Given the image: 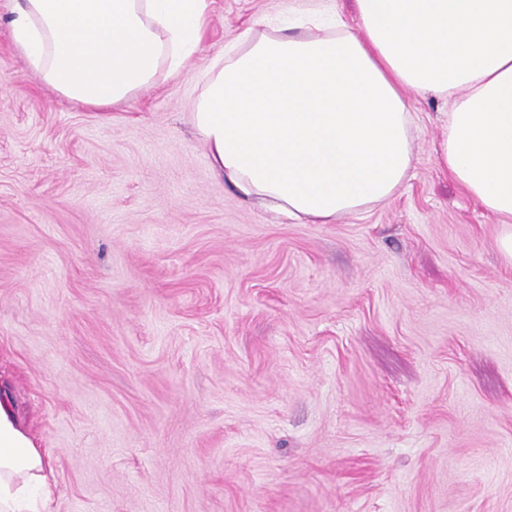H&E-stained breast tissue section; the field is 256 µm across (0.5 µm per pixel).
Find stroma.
<instances>
[{"label":"stroma","instance_id":"1","mask_svg":"<svg viewBox=\"0 0 512 512\" xmlns=\"http://www.w3.org/2000/svg\"><path fill=\"white\" fill-rule=\"evenodd\" d=\"M308 0H209L120 107L44 85L0 0V381L51 512H512V268L436 163L301 224L217 178L192 105L226 44Z\"/></svg>","mask_w":512,"mask_h":512}]
</instances>
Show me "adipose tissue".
<instances>
[{
    "label": "adipose tissue",
    "instance_id": "obj_1",
    "mask_svg": "<svg viewBox=\"0 0 512 512\" xmlns=\"http://www.w3.org/2000/svg\"><path fill=\"white\" fill-rule=\"evenodd\" d=\"M208 0H19L25 64L61 96L104 110L179 70ZM243 36L213 64L193 112L217 176L306 221L388 202L414 162L405 90L446 100L439 167L501 226L512 265V0H355ZM50 457L0 402V512H50Z\"/></svg>",
    "mask_w": 512,
    "mask_h": 512
}]
</instances>
